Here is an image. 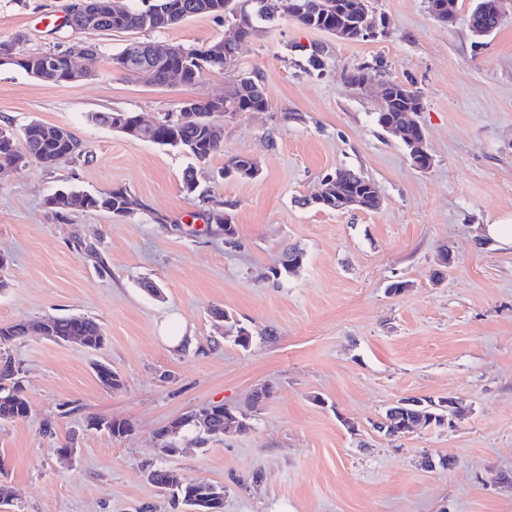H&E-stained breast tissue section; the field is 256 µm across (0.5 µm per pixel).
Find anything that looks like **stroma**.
I'll list each match as a JSON object with an SVG mask.
<instances>
[{"label":"stroma","instance_id":"1","mask_svg":"<svg viewBox=\"0 0 512 512\" xmlns=\"http://www.w3.org/2000/svg\"><path fill=\"white\" fill-rule=\"evenodd\" d=\"M79 2L0 0V43L25 53L98 46L80 82L0 65V126L66 127L84 150L0 177V253L10 258L0 323L90 317L107 344L88 351L30 335L10 347L29 413L0 423V487L11 493L0 512H184L147 480L154 466L223 486L224 512H512V248L483 233L512 224V13L478 38L467 25L474 0H454L451 27L427 0H372L384 24L359 41L278 15L256 21L232 68L152 86L112 67L129 34L65 26ZM228 31L201 15L154 37L198 48ZM365 62V85H350ZM244 73L261 78L268 108L225 121L224 147L204 163L89 119L120 111L155 121L183 101L222 96ZM381 75L422 96L427 170L376 122ZM237 155L256 158V177H221ZM189 167L196 195L183 189ZM339 168L373 181L382 208L298 205ZM115 187L140 209L47 203L61 189ZM216 206L232 237L207 222ZM294 247L303 266L275 279L271 267ZM394 281L407 289L389 294ZM218 310L251 334L249 347ZM170 322L192 348L161 340ZM99 363L120 388L102 386ZM262 389L268 397L254 401ZM448 396L468 408L453 427L395 438L373 428L400 400ZM218 403L245 414L248 430L161 453L159 428ZM93 416L134 430L112 437L89 427ZM70 440L66 463L58 449Z\"/></svg>","mask_w":512,"mask_h":512}]
</instances>
